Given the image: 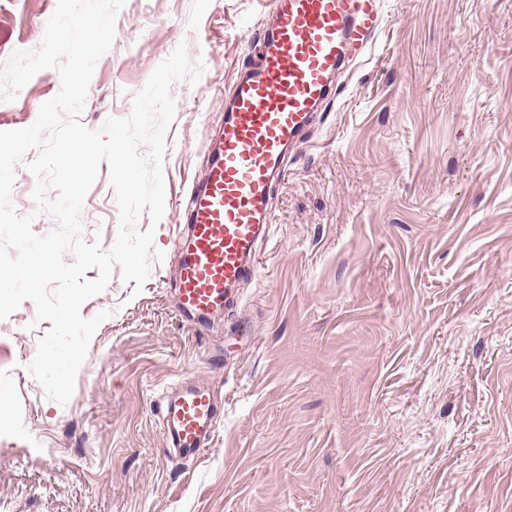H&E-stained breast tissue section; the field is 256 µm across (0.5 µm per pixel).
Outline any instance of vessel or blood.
I'll list each match as a JSON object with an SVG mask.
<instances>
[{"label": "vessel or blood", "instance_id": "vessel-or-blood-1", "mask_svg": "<svg viewBox=\"0 0 512 512\" xmlns=\"http://www.w3.org/2000/svg\"><path fill=\"white\" fill-rule=\"evenodd\" d=\"M381 0H270L274 24L258 61L240 75L207 161L187 200L177 305L191 321L232 309L272 222V184L286 152L303 142L332 91V78L364 53L383 24ZM222 411L200 384L182 386L163 412L172 445L199 454Z\"/></svg>", "mask_w": 512, "mask_h": 512}]
</instances>
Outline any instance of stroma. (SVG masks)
Listing matches in <instances>:
<instances>
[{
    "instance_id": "stroma-1",
    "label": "stroma",
    "mask_w": 512,
    "mask_h": 512,
    "mask_svg": "<svg viewBox=\"0 0 512 512\" xmlns=\"http://www.w3.org/2000/svg\"><path fill=\"white\" fill-rule=\"evenodd\" d=\"M58 0H0V69L40 47ZM269 0H126L80 122L100 129L179 44L202 62L173 85L165 211L141 292L113 272L81 307L108 317L67 405L30 375L50 321L0 320V512H512V0H382L385 23L344 67L310 139L288 155L258 273L203 327L175 307L181 203L269 23ZM61 88L38 72L0 101L31 126ZM35 177L17 213L43 236ZM83 236L110 249L108 164ZM224 408L202 455L163 432L182 384Z\"/></svg>"
}]
</instances>
